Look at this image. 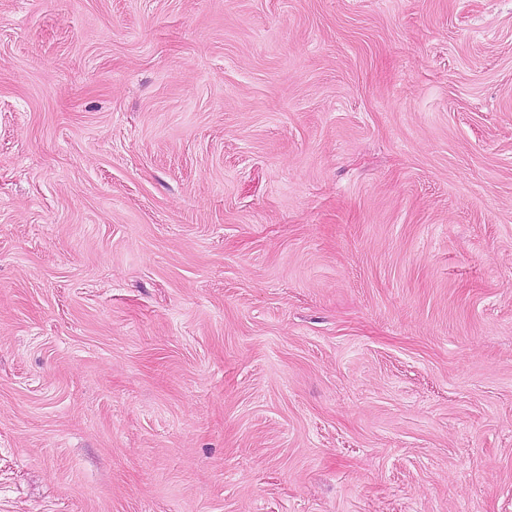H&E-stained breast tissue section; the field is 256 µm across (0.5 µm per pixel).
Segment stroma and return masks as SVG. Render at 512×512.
Here are the masks:
<instances>
[{"label":"stroma","instance_id":"obj_1","mask_svg":"<svg viewBox=\"0 0 512 512\" xmlns=\"http://www.w3.org/2000/svg\"><path fill=\"white\" fill-rule=\"evenodd\" d=\"M0 512H512V0H0Z\"/></svg>","mask_w":512,"mask_h":512}]
</instances>
